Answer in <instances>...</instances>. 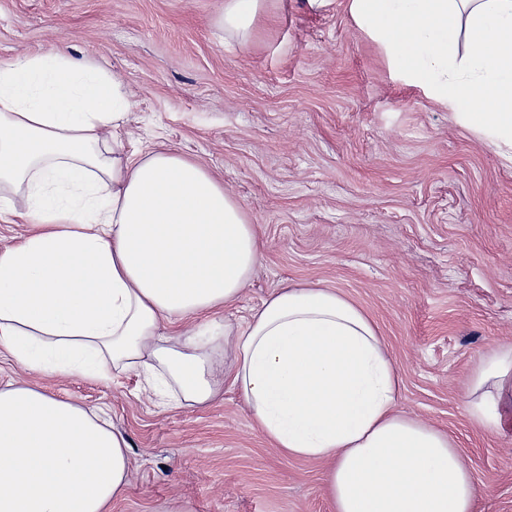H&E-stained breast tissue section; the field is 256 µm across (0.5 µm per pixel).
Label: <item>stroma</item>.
Listing matches in <instances>:
<instances>
[{
	"label": "stroma",
	"mask_w": 512,
	"mask_h": 512,
	"mask_svg": "<svg viewBox=\"0 0 512 512\" xmlns=\"http://www.w3.org/2000/svg\"><path fill=\"white\" fill-rule=\"evenodd\" d=\"M224 0H0V62L62 48L118 73L125 150L172 149L223 180L256 225V272L212 319L244 323L288 285L335 288L377 325L397 408L455 441L478 512H512V417L468 416L479 359L512 345V163L404 84L344 0H272L247 41L218 31ZM101 410L132 477L108 512H333L326 465L272 448L240 393L157 407L139 371L34 375Z\"/></svg>",
	"instance_id": "obj_1"
}]
</instances>
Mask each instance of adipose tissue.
<instances>
[{"label":"adipose tissue","instance_id":"1","mask_svg":"<svg viewBox=\"0 0 512 512\" xmlns=\"http://www.w3.org/2000/svg\"><path fill=\"white\" fill-rule=\"evenodd\" d=\"M398 76L512 161V0H348ZM268 0H224L248 38ZM129 103L116 76L50 50L0 62V187L31 233L0 251V348L37 374L141 370L188 403L226 370L273 448L330 463L334 512H477L451 438L396 410L374 322L332 288L290 286L239 328L163 334L173 317L235 301L261 241L238 200L172 151H119ZM233 352L232 364L219 353ZM469 417L512 411V350L484 358ZM132 475L93 411L30 384L0 388V512H106Z\"/></svg>","mask_w":512,"mask_h":512}]
</instances>
